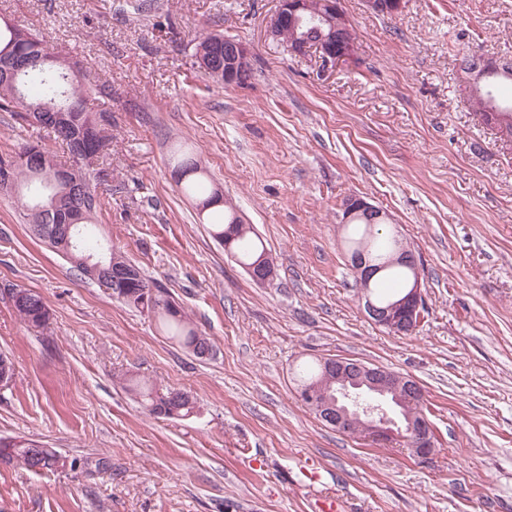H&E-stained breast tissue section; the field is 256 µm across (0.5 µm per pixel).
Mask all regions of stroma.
I'll return each mask as SVG.
<instances>
[{"label": "stroma", "instance_id": "obj_1", "mask_svg": "<svg viewBox=\"0 0 512 512\" xmlns=\"http://www.w3.org/2000/svg\"><path fill=\"white\" fill-rule=\"evenodd\" d=\"M277 0H0L112 86V181L100 233L164 285L214 346L194 357L157 321L86 282L30 236L0 197V436L55 448L74 466H0V512H512V141L464 92L458 60L512 58V0H404L378 16L343 0L356 58L328 65L267 34ZM242 40L247 83L216 86L192 66L199 30ZM264 239L274 287L256 285L175 183L171 141ZM45 131L0 112V154ZM388 211L422 269L427 313L396 336L357 299L342 203ZM45 302L40 333L7 291ZM312 356L414 378L437 438L422 461L394 442L342 435L297 398ZM138 373L198 397L201 415H149L116 378ZM311 465L312 483L301 469Z\"/></svg>", "mask_w": 512, "mask_h": 512}]
</instances>
